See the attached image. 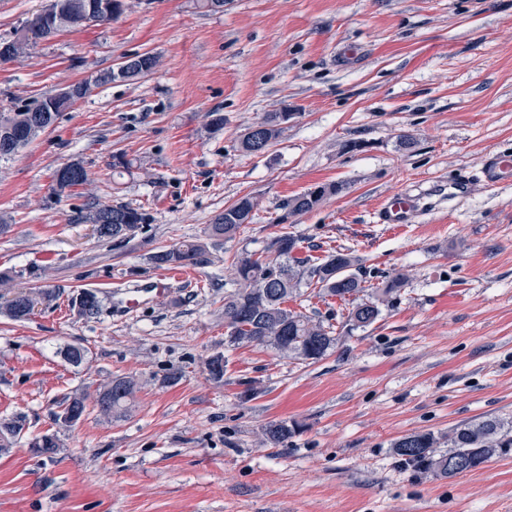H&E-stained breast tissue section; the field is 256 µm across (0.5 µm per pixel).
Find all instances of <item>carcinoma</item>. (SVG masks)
Segmentation results:
<instances>
[{"mask_svg":"<svg viewBox=\"0 0 512 512\" xmlns=\"http://www.w3.org/2000/svg\"><path fill=\"white\" fill-rule=\"evenodd\" d=\"M4 118L13 123L15 130L31 129L32 112L26 108L10 112ZM288 121L286 112H267L260 121L248 127L238 140L239 149L250 155L264 153L278 139L283 124ZM343 191L339 183L325 184L290 199L288 217L308 212L326 198ZM256 203L250 197H242L224 210L217 221L208 227V237L230 241L240 228L252 222ZM105 214L113 216L112 233L104 236L115 244H122L136 232L144 229L147 216L137 208L126 204L102 205L89 208L79 221L96 225ZM299 238L283 232L273 237L259 254L244 252L235 262L233 290L224 298V327L227 342L231 345L243 342L270 348L295 359L318 360L335 348L334 326L314 321L302 312L288 308L286 303L302 295V289L313 285L323 295L337 297L349 304V321L352 326L366 328L381 315L380 304L389 301L404 285L401 274L388 278L383 287L367 290L366 280L354 272L359 258L348 248L340 247L329 253L319 264L308 257L298 256ZM205 251L199 242L173 246L154 253L151 260L162 268H180L198 263ZM23 273L0 276V299L4 301L8 317L16 321L26 320L35 305L56 299V291L14 289L13 281ZM226 364L224 354L217 352L206 362L210 379L220 382L224 378ZM136 391V382L129 377L115 376L97 386L95 403L100 415L106 419L126 416L130 401ZM88 395L72 393L63 398L60 407H71L85 415ZM26 417L15 415L0 419V449L10 448L21 436ZM291 429L285 422L271 423L264 429L265 440L279 445L288 440ZM491 443L512 453V426L498 417L465 422L455 426L448 435V451L439 461H433L430 449L437 447L430 433H415L394 443L393 451L402 464L416 470L431 471L438 467L436 477H448V460L459 463L455 473L461 475L478 468L476 449Z\"/></svg>","mask_w":512,"mask_h":512,"instance_id":"obj_1","label":"carcinoma"}]
</instances>
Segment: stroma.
Returning <instances> with one entry per match:
<instances>
[{"label":"stroma","mask_w":512,"mask_h":512,"mask_svg":"<svg viewBox=\"0 0 512 512\" xmlns=\"http://www.w3.org/2000/svg\"><path fill=\"white\" fill-rule=\"evenodd\" d=\"M144 53L152 73L92 85L0 162V272L59 293L23 322L0 312V417H27L0 452V512H512V455L448 480L393 452L411 433L444 452L459 423L512 420V183L480 173L487 155L512 156V0H224L215 13L126 0L112 22L0 62V112ZM267 112L289 115L279 138L260 156L238 150ZM71 161L88 180L57 195ZM460 176L472 193L449 199ZM325 183L344 189L279 224L287 201ZM395 192L416 199L399 230L376 221ZM245 196L253 222L209 243V224ZM117 203L148 217L119 247L77 220ZM284 231L304 257L351 249L368 286L405 278L366 328L317 288L292 302L334 326L335 349L315 362L225 342L235 257ZM185 241L206 250L175 280L151 257ZM159 281L166 294L141 293ZM84 289L101 300L95 316L71 305ZM69 344L86 348L82 365L62 357ZM217 352L219 382L206 370ZM117 375L137 383L127 418L91 405L57 428L65 395ZM280 421L288 441L264 444ZM47 432L63 444L51 460L28 446Z\"/></svg>","instance_id":"35a3bbf8"}]
</instances>
